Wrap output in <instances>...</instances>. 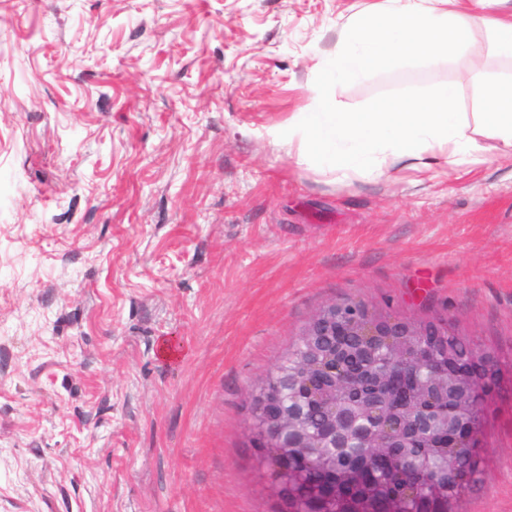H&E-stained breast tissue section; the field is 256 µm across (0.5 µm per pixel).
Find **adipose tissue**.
Instances as JSON below:
<instances>
[{
  "mask_svg": "<svg viewBox=\"0 0 512 512\" xmlns=\"http://www.w3.org/2000/svg\"><path fill=\"white\" fill-rule=\"evenodd\" d=\"M489 31L499 53L512 56V13L503 17L461 8L460 0H386L359 13L335 50L320 57L319 76L307 111L270 129L273 142L296 147L300 163L337 176H379L406 168L434 178L447 165L476 163L481 138L512 145V77L476 71L480 110L457 109L452 86L439 83L415 100H390L362 112L343 110L338 82L364 80L373 70L399 61L466 54L475 28Z\"/></svg>",
  "mask_w": 512,
  "mask_h": 512,
  "instance_id": "1",
  "label": "adipose tissue"
}]
</instances>
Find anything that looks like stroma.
<instances>
[{"label": "stroma", "mask_w": 512, "mask_h": 512, "mask_svg": "<svg viewBox=\"0 0 512 512\" xmlns=\"http://www.w3.org/2000/svg\"><path fill=\"white\" fill-rule=\"evenodd\" d=\"M379 0H0V512H275L248 393L330 302L444 322L497 363L487 469L512 512V145L339 181L268 131ZM467 55L344 83L358 112Z\"/></svg>", "instance_id": "obj_1"}]
</instances>
